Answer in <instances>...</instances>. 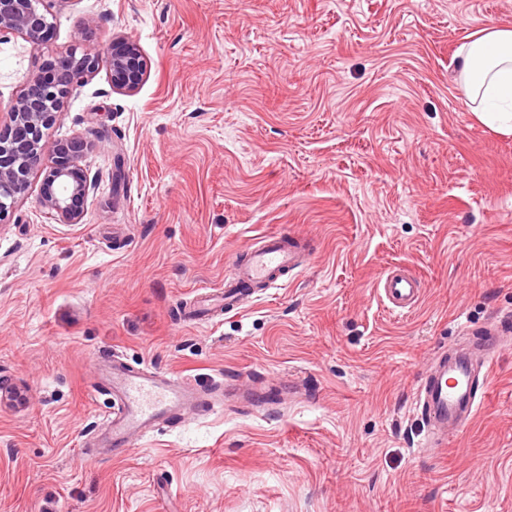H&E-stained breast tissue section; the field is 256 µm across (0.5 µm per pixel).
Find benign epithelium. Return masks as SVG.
<instances>
[{
	"instance_id": "1",
	"label": "benign epithelium",
	"mask_w": 512,
	"mask_h": 512,
	"mask_svg": "<svg viewBox=\"0 0 512 512\" xmlns=\"http://www.w3.org/2000/svg\"><path fill=\"white\" fill-rule=\"evenodd\" d=\"M51 0H0V37L18 35L37 45L50 30ZM112 88L131 92L139 88L147 61L139 44L127 37L112 39L108 57ZM100 59L91 53L72 52L45 63L19 94L9 121L0 124V219L16 200L28 193L31 177L41 172L39 205L45 214L64 224H78L92 181L79 164L89 143L81 138L47 147L44 129L63 110L75 86L99 69ZM51 164L40 167L45 153Z\"/></svg>"
}]
</instances>
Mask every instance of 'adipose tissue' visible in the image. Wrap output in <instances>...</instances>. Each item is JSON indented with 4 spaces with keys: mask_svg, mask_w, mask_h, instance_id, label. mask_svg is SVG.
Segmentation results:
<instances>
[{
    "mask_svg": "<svg viewBox=\"0 0 512 512\" xmlns=\"http://www.w3.org/2000/svg\"><path fill=\"white\" fill-rule=\"evenodd\" d=\"M467 104L483 124L512 133V27L488 25L455 54Z\"/></svg>",
    "mask_w": 512,
    "mask_h": 512,
    "instance_id": "1",
    "label": "adipose tissue"
}]
</instances>
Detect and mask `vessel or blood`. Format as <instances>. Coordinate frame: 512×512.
Masks as SVG:
<instances>
[{
  "label": "vessel or blood",
  "mask_w": 512,
  "mask_h": 512,
  "mask_svg": "<svg viewBox=\"0 0 512 512\" xmlns=\"http://www.w3.org/2000/svg\"><path fill=\"white\" fill-rule=\"evenodd\" d=\"M306 264L302 240L279 235L258 236L245 260L236 263L225 276L223 290L206 293L184 317L200 324L211 318L215 307L228 312L239 310L255 294L277 287L281 273L301 271ZM379 292L392 310L402 313L410 311L419 301L422 288L415 275L392 271L381 281ZM495 354V346H488L476 366L441 356L420 378L415 407L428 439L447 440L474 415L478 407L474 392L476 371L490 369ZM108 382L116 406L108 421L109 446L122 453L157 423L179 417L189 407V394L194 388L189 376L163 377L147 366L134 370L117 358L112 361Z\"/></svg>",
  "instance_id": "vessel-or-blood-1"
}]
</instances>
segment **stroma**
Listing matches in <instances>:
<instances>
[{"instance_id":"1","label":"stroma","mask_w":512,"mask_h":512,"mask_svg":"<svg viewBox=\"0 0 512 512\" xmlns=\"http://www.w3.org/2000/svg\"><path fill=\"white\" fill-rule=\"evenodd\" d=\"M47 40H0V119L43 60L102 58L44 132L89 142L81 223L40 177L0 221V512H512V134L481 124L455 51L512 0H53ZM148 73L113 91V37ZM310 261L238 313L183 322L255 236ZM425 288L391 312L393 266ZM504 334L480 403L418 452L421 375ZM300 397L217 407L125 454H83L112 411L94 359Z\"/></svg>"}]
</instances>
